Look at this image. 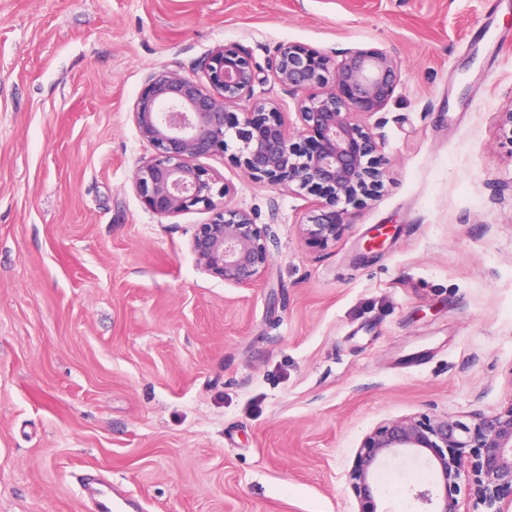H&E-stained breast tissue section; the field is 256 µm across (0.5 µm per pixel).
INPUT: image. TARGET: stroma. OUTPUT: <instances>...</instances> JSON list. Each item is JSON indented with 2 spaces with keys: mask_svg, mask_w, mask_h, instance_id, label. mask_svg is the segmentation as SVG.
<instances>
[{
  "mask_svg": "<svg viewBox=\"0 0 512 512\" xmlns=\"http://www.w3.org/2000/svg\"><path fill=\"white\" fill-rule=\"evenodd\" d=\"M289 42L395 56L363 119L388 175L314 248L313 197L249 177L238 141L203 159L269 227L236 286L191 253L211 212L136 193L133 107L151 73ZM511 110L512 0H0V512H93L91 476L146 512H359L381 422L511 406ZM377 479L383 512H420L434 474Z\"/></svg>",
  "mask_w": 512,
  "mask_h": 512,
  "instance_id": "35a3bbf8",
  "label": "stroma"
}]
</instances>
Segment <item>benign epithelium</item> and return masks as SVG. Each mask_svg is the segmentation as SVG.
<instances>
[{"label":"benign epithelium","mask_w":512,"mask_h":512,"mask_svg":"<svg viewBox=\"0 0 512 512\" xmlns=\"http://www.w3.org/2000/svg\"><path fill=\"white\" fill-rule=\"evenodd\" d=\"M329 56L298 43H283L267 71L290 95L300 96L301 130L288 133L275 107H247L261 68L250 51L231 43L202 65L204 78L165 71L152 73L136 100L133 120L154 153L137 167L133 184L145 207L162 217L198 205L214 211L198 225L191 251L206 271L249 287L270 260L267 227L230 206L235 188L201 166V157L222 155L227 138L240 142L236 164L272 186L294 185L320 199L318 214L300 228L309 244L325 246L350 224L351 209L384 187L387 159L360 116L382 110L397 86L399 67L388 51L350 50L330 69ZM332 88L307 94L314 85ZM224 199L217 207L215 197ZM416 453L435 474L432 487L416 494L429 512H460L466 482L470 512H512V405L479 413L468 426L448 416H404L383 422L362 440L349 473L360 512H380L376 480L382 460Z\"/></svg>","instance_id":"benign-epithelium-1"}]
</instances>
